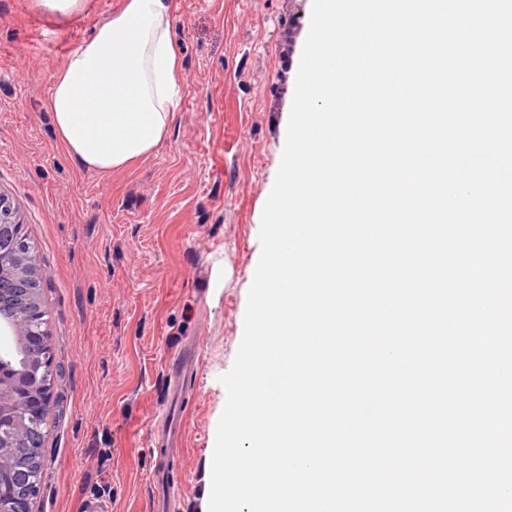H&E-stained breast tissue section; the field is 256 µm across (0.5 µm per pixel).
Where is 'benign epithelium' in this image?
Segmentation results:
<instances>
[{"instance_id":"obj_1","label":"benign epithelium","mask_w":512,"mask_h":512,"mask_svg":"<svg viewBox=\"0 0 512 512\" xmlns=\"http://www.w3.org/2000/svg\"><path fill=\"white\" fill-rule=\"evenodd\" d=\"M42 273L11 205L0 196V334L12 336L21 355L17 373L0 371V512H33L41 480L33 469L45 459L19 442L43 447L41 422L54 400Z\"/></svg>"}]
</instances>
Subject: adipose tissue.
I'll use <instances>...</instances> for the list:
<instances>
[{
    "label": "adipose tissue",
    "instance_id": "adipose-tissue-1",
    "mask_svg": "<svg viewBox=\"0 0 512 512\" xmlns=\"http://www.w3.org/2000/svg\"><path fill=\"white\" fill-rule=\"evenodd\" d=\"M171 10L172 0H122L53 75L47 110L81 167L109 175L168 138L186 89Z\"/></svg>",
    "mask_w": 512,
    "mask_h": 512
}]
</instances>
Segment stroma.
I'll return each mask as SVG.
<instances>
[{
	"label": "stroma",
	"instance_id": "obj_1",
	"mask_svg": "<svg viewBox=\"0 0 512 512\" xmlns=\"http://www.w3.org/2000/svg\"><path fill=\"white\" fill-rule=\"evenodd\" d=\"M187 88L169 138L131 168L79 167L46 109L51 78L120 0L60 16L0 0V196L43 273L57 370L34 512H152L168 463L173 512H201L244 333L259 231L286 141L310 0H173ZM198 364L180 447L154 440L167 359Z\"/></svg>",
	"mask_w": 512,
	"mask_h": 512
}]
</instances>
